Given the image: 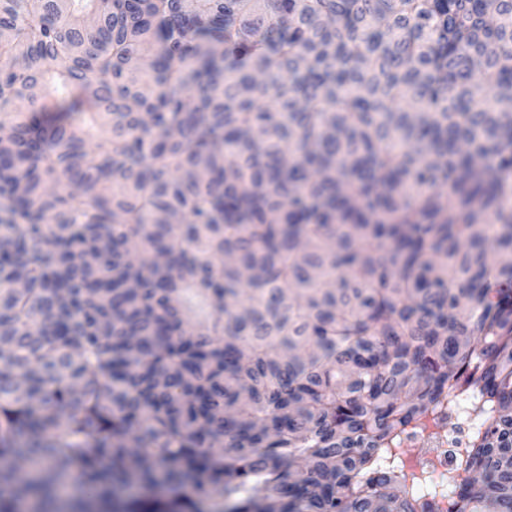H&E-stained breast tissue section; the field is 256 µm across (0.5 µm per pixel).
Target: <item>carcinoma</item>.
<instances>
[{
    "label": "carcinoma",
    "instance_id": "1",
    "mask_svg": "<svg viewBox=\"0 0 512 512\" xmlns=\"http://www.w3.org/2000/svg\"><path fill=\"white\" fill-rule=\"evenodd\" d=\"M0 31V512H427L403 437L460 401L450 512H512V0Z\"/></svg>",
    "mask_w": 512,
    "mask_h": 512
}]
</instances>
